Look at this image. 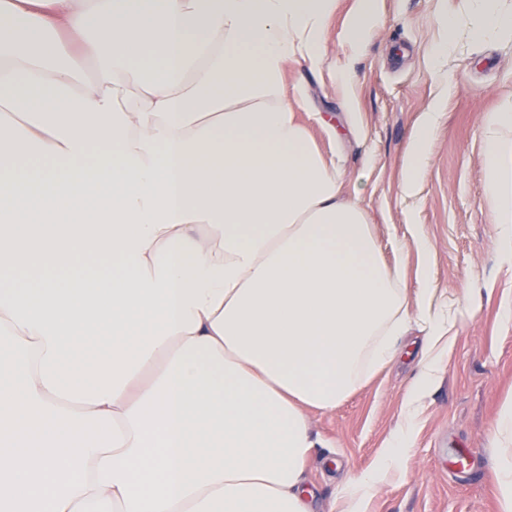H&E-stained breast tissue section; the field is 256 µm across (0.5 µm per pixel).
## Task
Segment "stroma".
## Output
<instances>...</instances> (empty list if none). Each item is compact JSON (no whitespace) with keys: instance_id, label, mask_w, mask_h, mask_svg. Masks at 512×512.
Masks as SVG:
<instances>
[{"instance_id":"obj_1","label":"stroma","mask_w":512,"mask_h":512,"mask_svg":"<svg viewBox=\"0 0 512 512\" xmlns=\"http://www.w3.org/2000/svg\"><path fill=\"white\" fill-rule=\"evenodd\" d=\"M358 7L336 0L320 70L290 65L288 83L302 89L299 117L341 172L345 198L359 199L385 261L401 263L409 297L427 288L430 312L450 313L454 337L403 471L379 486L368 512H498L489 433L512 393V325L501 319L512 304V267L499 258L501 227L486 192L483 119L512 101V39L448 35L445 16L468 20L466 0H379V21L353 54L342 33ZM448 39V56L435 57ZM344 68L352 79L341 87L335 77ZM436 104L427 166L416 190L404 193L412 137ZM417 234L428 255L414 247ZM427 313L412 309L397 364L336 409L311 413L321 446L306 472L318 512H337L346 479L372 470L398 427Z\"/></svg>"}]
</instances>
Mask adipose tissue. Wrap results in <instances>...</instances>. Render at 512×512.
<instances>
[{
    "instance_id": "obj_1",
    "label": "adipose tissue",
    "mask_w": 512,
    "mask_h": 512,
    "mask_svg": "<svg viewBox=\"0 0 512 512\" xmlns=\"http://www.w3.org/2000/svg\"><path fill=\"white\" fill-rule=\"evenodd\" d=\"M469 4L472 38L512 35L501 0ZM334 5L0 0V512H313L310 411L395 362L411 321L286 81L320 67ZM484 158L512 261V102ZM451 347L430 320L342 512L410 454ZM489 441L512 512V398Z\"/></svg>"
}]
</instances>
